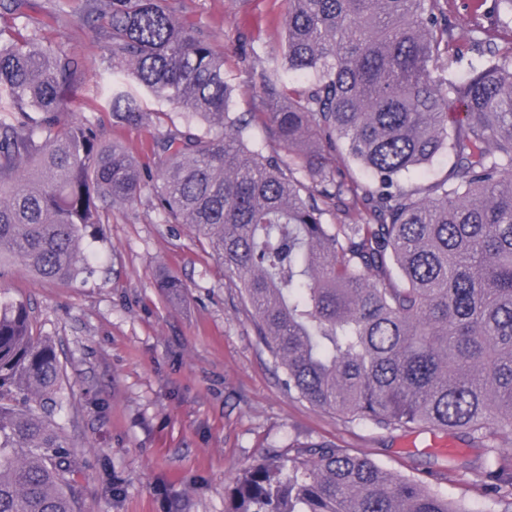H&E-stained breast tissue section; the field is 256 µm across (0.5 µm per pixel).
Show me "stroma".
Instances as JSON below:
<instances>
[{
    "label": "stroma",
    "mask_w": 512,
    "mask_h": 512,
    "mask_svg": "<svg viewBox=\"0 0 512 512\" xmlns=\"http://www.w3.org/2000/svg\"><path fill=\"white\" fill-rule=\"evenodd\" d=\"M473 0H446L455 39L430 68L439 85L467 69ZM180 18L224 47V80L234 109L250 111L259 73L235 46L247 37L278 47L288 0H178ZM45 44L78 56L76 100L105 142L147 157L173 107L132 78L123 88L147 112L136 127L112 117L108 45L96 38L85 0H27ZM94 273L46 281L21 267L0 274V289L29 299L37 330L56 344L66 401L55 411L82 465L83 512H225L234 477L275 453L330 442L384 469L413 475L468 512H494L474 473L448 474L455 456L482 463L485 450L462 429H380L347 423L289 392L221 261L185 224L163 223L148 195L112 213L91 245ZM172 274L181 289L160 287Z\"/></svg>",
    "instance_id": "stroma-1"
}]
</instances>
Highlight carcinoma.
Returning a JSON list of instances; mask_svg holds the SVG:
<instances>
[{
  "label": "carcinoma",
  "mask_w": 512,
  "mask_h": 512,
  "mask_svg": "<svg viewBox=\"0 0 512 512\" xmlns=\"http://www.w3.org/2000/svg\"><path fill=\"white\" fill-rule=\"evenodd\" d=\"M484 2L469 39L480 64L441 87L429 65L454 25L440 0H288L281 46L241 50L260 83L254 111L233 112L224 52L176 0H91L112 73L183 121L142 163L87 119L60 123L82 63L41 44L25 0H0V270L78 280L96 262L85 239L150 187L163 221L224 262L289 391L347 423L467 430L488 458L447 471L476 473L512 512L490 431L512 432V50L493 42L512 0ZM291 73L305 85L288 89ZM112 116L145 120L116 84ZM442 154V177L402 183ZM62 390L30 302L1 291L0 512H82L79 462L51 420ZM225 512L467 510L318 443L244 469Z\"/></svg>",
  "instance_id": "cac0c4a2"
}]
</instances>
